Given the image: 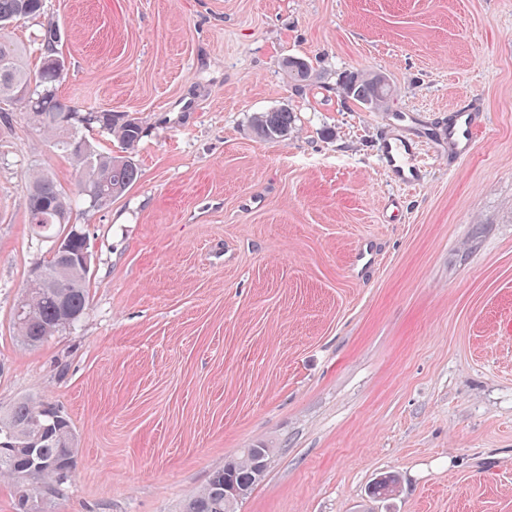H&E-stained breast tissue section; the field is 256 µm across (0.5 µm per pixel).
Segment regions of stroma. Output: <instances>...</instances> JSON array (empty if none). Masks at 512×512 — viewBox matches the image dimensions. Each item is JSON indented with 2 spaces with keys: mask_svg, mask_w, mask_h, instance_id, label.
Masks as SVG:
<instances>
[{
  "mask_svg": "<svg viewBox=\"0 0 512 512\" xmlns=\"http://www.w3.org/2000/svg\"><path fill=\"white\" fill-rule=\"evenodd\" d=\"M46 19L60 99L142 137L125 195L71 217L92 250L83 318L31 349L12 309L52 244L27 173L69 192L78 174L0 104V415L40 396L79 439L45 512H182L261 444L238 512H512V0H46L6 35ZM289 56L313 66L305 90ZM351 73L393 96L343 98ZM474 103L487 128L465 160L388 178L389 115L437 128ZM284 105L297 133L257 138L253 116ZM384 472L398 492L372 500ZM342 94L373 109L382 108L394 89L380 74L346 75L339 86Z\"/></svg>",
  "mask_w": 512,
  "mask_h": 512,
  "instance_id": "stroma-1",
  "label": "stroma"
}]
</instances>
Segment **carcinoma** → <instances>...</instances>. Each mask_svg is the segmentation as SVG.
<instances>
[{
    "mask_svg": "<svg viewBox=\"0 0 512 512\" xmlns=\"http://www.w3.org/2000/svg\"><path fill=\"white\" fill-rule=\"evenodd\" d=\"M44 13V0H0V101H26L27 117L35 127L53 139L54 146L69 156L79 174L77 192L69 196L48 173L34 170L28 176L27 208L34 234L53 238L60 232V217L71 218L73 209L96 211L89 205L83 184L92 174L90 187L112 196L124 195L137 181L138 168L129 155L114 156L98 150L82 129L106 127L128 149L140 139V126L105 110L82 109L57 95L64 80L55 67L62 34L53 22L44 24L33 37L40 63L32 70L26 62L25 47L10 41L3 31L15 20L37 18ZM283 67L295 85L311 81L312 65L303 58H287ZM342 94L373 109L383 107L394 89L380 74L347 75L340 84ZM295 129V113L288 107L262 112L254 118L255 135L265 140H286ZM53 281L30 293L26 313L12 317L18 339L29 347L41 345L65 328L63 311L82 318L89 304V280L75 261L56 255L42 261ZM77 437L70 420L53 404L43 400L18 401L9 414L0 417V478L11 482L15 512H28L31 494L54 493L70 480L76 464ZM255 449L245 448L224 461L207 484L187 500L184 512H237L239 502L248 498L263 481L255 473ZM398 475L387 472L369 487V495L387 499L398 492Z\"/></svg>",
    "mask_w": 512,
    "mask_h": 512,
    "instance_id": "1",
    "label": "carcinoma"
}]
</instances>
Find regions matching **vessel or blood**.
Masks as SVG:
<instances>
[{
  "mask_svg": "<svg viewBox=\"0 0 512 512\" xmlns=\"http://www.w3.org/2000/svg\"><path fill=\"white\" fill-rule=\"evenodd\" d=\"M484 123L481 112L473 106L450 111L447 127L439 131L425 121H415L405 134L385 140L381 151L382 167L395 182L422 184L424 175L414 163L421 150L432 149L449 166H456L471 154L476 134Z\"/></svg>",
  "mask_w": 512,
  "mask_h": 512,
  "instance_id": "vessel-or-blood-1",
  "label": "vessel or blood"
}]
</instances>
